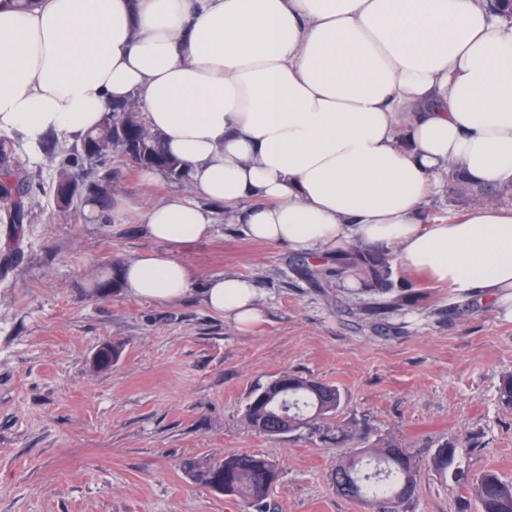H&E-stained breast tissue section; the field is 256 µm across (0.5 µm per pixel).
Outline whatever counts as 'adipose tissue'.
<instances>
[{
  "mask_svg": "<svg viewBox=\"0 0 512 512\" xmlns=\"http://www.w3.org/2000/svg\"><path fill=\"white\" fill-rule=\"evenodd\" d=\"M131 99L192 190L142 209L157 247L122 267L128 295L189 293L171 248L220 205L249 238L326 257L359 241L512 304V207L425 215L449 164L512 180V21L487 0H0V133L82 135ZM204 301L241 329L261 316L234 274Z\"/></svg>",
  "mask_w": 512,
  "mask_h": 512,
  "instance_id": "obj_1",
  "label": "adipose tissue"
}]
</instances>
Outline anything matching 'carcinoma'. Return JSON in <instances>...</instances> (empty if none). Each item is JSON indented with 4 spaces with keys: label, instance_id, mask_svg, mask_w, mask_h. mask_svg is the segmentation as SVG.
I'll use <instances>...</instances> for the list:
<instances>
[{
    "label": "carcinoma",
    "instance_id": "1",
    "mask_svg": "<svg viewBox=\"0 0 512 512\" xmlns=\"http://www.w3.org/2000/svg\"><path fill=\"white\" fill-rule=\"evenodd\" d=\"M163 134L147 129L142 112L130 103H123L105 114L101 124L82 136L80 150L57 170L55 190L73 181L68 164L81 161L101 165L116 154L139 168H155L177 179H188L181 162L166 154L162 147ZM12 148L0 140V212L9 224L19 226L26 217V199L33 189V178L15 168L11 162ZM448 190L467 204L485 203L487 190L494 201L512 196V184L489 186L470 179L457 164L448 165ZM112 192L111 172L83 184L82 195L102 206H109ZM358 262L353 265L357 275L384 282L390 274L394 256L386 251L355 246ZM288 389V421L281 428L293 433L310 428L318 421L336 413L341 404L340 391L329 384L298 375L282 374L259 387L246 407L249 425L267 435H281L271 420L280 413L283 389ZM193 479L210 489L217 483L229 484V495L245 501L251 507L264 504L271 489L279 481L276 463L259 454L239 452L213 462L189 461L184 464ZM419 462L400 442L392 441L378 448H368L357 457L336 464L332 481L336 491L361 501L370 512H399V507L415 495ZM476 496L481 512H512V482L493 473L476 479Z\"/></svg>",
    "mask_w": 512,
    "mask_h": 512
}]
</instances>
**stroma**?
Wrapping results in <instances>:
<instances>
[{"label": "stroma", "instance_id": "35a3bbf8", "mask_svg": "<svg viewBox=\"0 0 512 512\" xmlns=\"http://www.w3.org/2000/svg\"><path fill=\"white\" fill-rule=\"evenodd\" d=\"M33 174L23 225L0 223V512H252L182 469L253 452L280 478L265 512H368L339 495L331 473L343 449L402 442L420 463L401 512H479L469 481L491 470L512 481V406L499 398L512 372V317L504 307L392 266L410 288L396 308L371 312L372 283L350 287L335 263L250 240L217 221L207 238L174 247L191 268L179 303L138 299L96 283L155 249L142 209L188 182L113 157L109 213L85 198L60 212L57 163L42 144L12 142ZM251 280L263 316L238 330L210 311L202 290L216 275ZM117 343L112 366L95 367ZM288 372L336 386V414L319 429L280 436L245 421L253 390ZM458 446L449 472L432 464Z\"/></svg>", "mask_w": 512, "mask_h": 512}]
</instances>
